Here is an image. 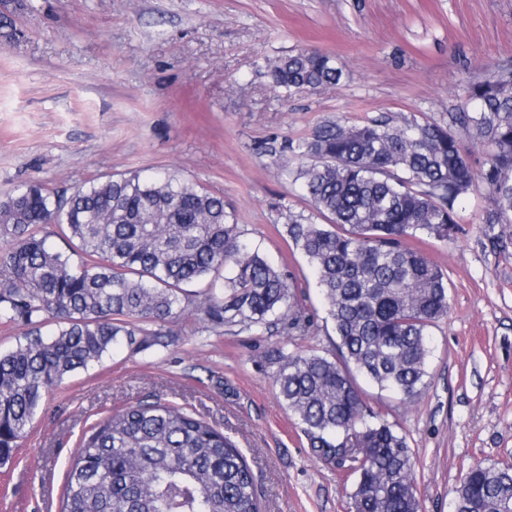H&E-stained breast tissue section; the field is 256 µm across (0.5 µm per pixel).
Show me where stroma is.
I'll return each instance as SVG.
<instances>
[{
  "label": "stroma",
  "instance_id": "obj_1",
  "mask_svg": "<svg viewBox=\"0 0 512 512\" xmlns=\"http://www.w3.org/2000/svg\"><path fill=\"white\" fill-rule=\"evenodd\" d=\"M23 35L0 44V194L36 180L72 190L101 174L169 170L223 192L241 239L295 275L309 267L285 234L310 205L282 172L284 140L327 119L414 115L444 123L468 82L512 62V0H23ZM306 48L336 58L338 88L281 98L269 60ZM482 187L458 203L455 239L425 237L448 273L450 310L430 332V385L414 403L364 383L404 435L423 512H455L476 463L512 464V246L492 248ZM310 335L336 336L315 284ZM168 347L101 362L46 395L13 465L0 512H59L83 431L156 396L231 437L267 512H351L350 463L320 459L280 401L270 358L285 339L238 325L172 324Z\"/></svg>",
  "mask_w": 512,
  "mask_h": 512
}]
</instances>
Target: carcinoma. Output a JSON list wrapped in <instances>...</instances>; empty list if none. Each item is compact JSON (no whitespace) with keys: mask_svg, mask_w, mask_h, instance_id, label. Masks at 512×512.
I'll return each mask as SVG.
<instances>
[{"mask_svg":"<svg viewBox=\"0 0 512 512\" xmlns=\"http://www.w3.org/2000/svg\"><path fill=\"white\" fill-rule=\"evenodd\" d=\"M19 33L0 12V40ZM269 76L291 96L334 89L344 73L332 56L298 50L270 62ZM285 149L283 171L312 206L288 216L286 234L315 275L338 342L332 355L278 349L279 397L319 457L360 461L353 512H421L413 450L365 401L357 377L404 403L428 386V336L448 316V278L408 240L456 236V204L476 185L491 202L486 227L512 224V67L468 84L446 123L328 119ZM0 236V321L26 327L0 352V468L13 464L45 395L118 343L166 347L168 325L189 317L290 339L314 326L297 277L240 242L224 195L175 173L98 176L70 194L20 185L0 196ZM455 493L457 512H512V465L476 463ZM61 512L263 505L236 443L157 397L83 432Z\"/></svg>","mask_w":512,"mask_h":512,"instance_id":"cac0c4a2","label":"carcinoma"}]
</instances>
